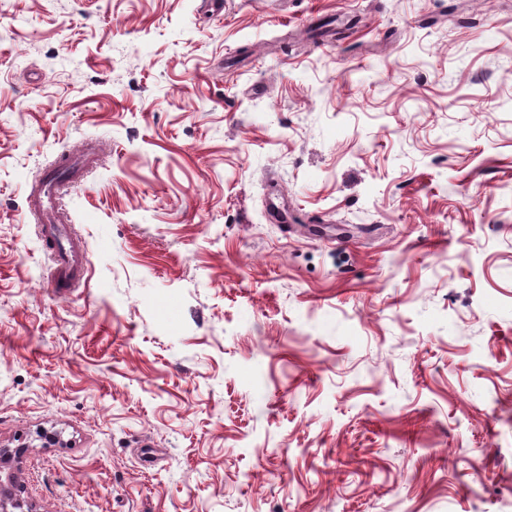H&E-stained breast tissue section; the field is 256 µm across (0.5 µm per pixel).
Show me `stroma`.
Returning a JSON list of instances; mask_svg holds the SVG:
<instances>
[{
	"label": "stroma",
	"instance_id": "35a3bbf8",
	"mask_svg": "<svg viewBox=\"0 0 512 512\" xmlns=\"http://www.w3.org/2000/svg\"><path fill=\"white\" fill-rule=\"evenodd\" d=\"M0 442L37 512H512V0H0ZM99 165L97 155L84 151L78 155L64 157L43 181L32 184L27 196L29 212L36 221L44 224L41 232L45 239L52 240V258L55 265L53 284L56 288L79 287L84 281L87 270L86 251L81 240L68 237L60 224L67 223L66 217L55 207L58 185L63 178L76 180L83 173L96 169Z\"/></svg>",
	"mask_w": 512,
	"mask_h": 512
}]
</instances>
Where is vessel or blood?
I'll list each match as a JSON object with an SVG mask.
<instances>
[{
  "label": "vessel or blood",
  "instance_id": "b4317fda",
  "mask_svg": "<svg viewBox=\"0 0 512 512\" xmlns=\"http://www.w3.org/2000/svg\"><path fill=\"white\" fill-rule=\"evenodd\" d=\"M99 158L85 151L64 157L57 169L51 170L43 181L33 184L27 196L29 212L41 222L43 237L52 240V258L55 265L53 284L58 288L80 286L87 270L86 251L80 239L67 236L61 229L65 221L55 206L62 179L75 180L83 173L96 169Z\"/></svg>",
  "mask_w": 512,
  "mask_h": 512
}]
</instances>
